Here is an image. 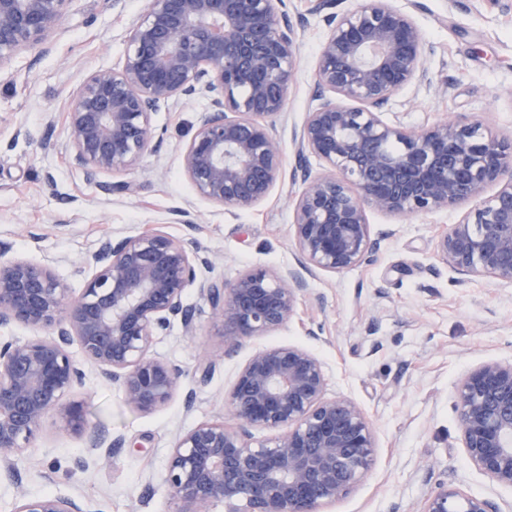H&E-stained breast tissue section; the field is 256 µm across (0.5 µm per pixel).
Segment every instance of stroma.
<instances>
[{"label":"stroma","mask_w":512,"mask_h":512,"mask_svg":"<svg viewBox=\"0 0 512 512\" xmlns=\"http://www.w3.org/2000/svg\"><path fill=\"white\" fill-rule=\"evenodd\" d=\"M149 3L73 0L50 53L24 51L0 70V241L11 243L18 256L57 259V273L75 289L86 279L85 254L100 240L157 229L198 240L212 252L216 264L200 269L203 279L231 281L252 269L296 265L291 224L301 185L293 180L300 165L294 133L311 105L326 32L310 0H288L292 17L302 21L300 55L286 115L276 127L283 175L262 203L238 211L194 193L179 148L207 107L202 98L160 106L154 150L119 175L130 183L129 193H110L69 163L63 147L67 105L89 73L121 66L128 32ZM390 3L419 26L432 82L394 95L384 120L410 131L442 119L478 121L512 139V0ZM463 213L459 206L406 219L370 214V224L385 233L372 260L309 277L322 304L301 300L282 329L229 356L209 305L189 287L196 335H185L177 324L153 347L155 356L185 371L170 404L141 412L86 367L80 394L86 418L107 439H122V447L110 461L99 460L47 420L16 461L18 481L0 477V512H12L22 491L76 495L89 512H168L165 465L176 435L222 419L224 394L255 348L288 342L323 361L330 393L355 401L377 435L373 470L327 512H419L424 496L441 482L512 506V490L479 474L459 444L458 382L483 361L512 360V283L463 278L435 255L437 236ZM206 358L216 367L204 381L197 366Z\"/></svg>","instance_id":"1"}]
</instances>
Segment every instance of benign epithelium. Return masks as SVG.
Returning a JSON list of instances; mask_svg holds the SVG:
<instances>
[{
	"mask_svg": "<svg viewBox=\"0 0 512 512\" xmlns=\"http://www.w3.org/2000/svg\"><path fill=\"white\" fill-rule=\"evenodd\" d=\"M74 0H0V68L20 51L49 50ZM288 0H150L130 30L119 68L91 72L67 109L65 151L87 180L121 173L150 149L160 105L196 95L208 109L181 150L196 193L249 209L282 172L273 134L299 51ZM312 0L329 27L315 69L308 117L296 136L300 166L294 207L299 269H254L237 279H197L201 247L155 230L107 238L84 260L75 292L49 264L11 255L0 243V328L31 335L0 341V474L54 416L87 448L102 445L83 401L84 371L70 347L116 384L132 407L153 413L177 394L185 372L152 346L172 323L197 333L185 303L197 285L225 352L282 328L309 295L305 275L342 273L370 258L378 238L367 212L406 218L465 202L474 208L435 245L460 275L512 282V139L480 122L443 120L418 132L385 122L382 108L426 78L425 44L412 15L388 0H358L332 12ZM488 185L495 194L482 198ZM460 444L470 464L512 489V361L470 369L456 392ZM234 425L205 422L176 436L165 482L171 512H324L372 470L374 427L354 401L331 396L323 362L285 343L256 350L224 396ZM265 431L258 439L253 431ZM13 512H87L78 498L16 497ZM419 512H503L490 498L441 483Z\"/></svg>",
	"mask_w": 512,
	"mask_h": 512,
	"instance_id": "1",
	"label": "benign epithelium"
}]
</instances>
